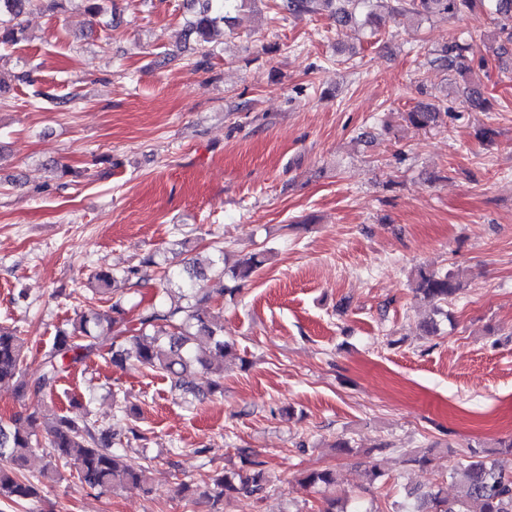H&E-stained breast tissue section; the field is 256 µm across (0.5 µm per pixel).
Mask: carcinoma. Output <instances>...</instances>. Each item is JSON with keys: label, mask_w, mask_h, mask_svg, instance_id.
Returning a JSON list of instances; mask_svg holds the SVG:
<instances>
[{"label": "carcinoma", "mask_w": 512, "mask_h": 512, "mask_svg": "<svg viewBox=\"0 0 512 512\" xmlns=\"http://www.w3.org/2000/svg\"><path fill=\"white\" fill-rule=\"evenodd\" d=\"M66 0H0V47L20 42L26 30L25 18L33 11L58 13ZM201 7L190 21L191 32L201 47V63L211 56L210 44L219 26L229 19L246 0H199ZM288 14L297 18L317 12L324 4L333 8L332 16L339 25L355 21L358 9H367L364 23L378 26L388 18H429L436 15L457 17L486 7L495 15V41L507 53L512 47V0H283ZM469 46L451 40L436 58L440 66L459 62L460 92L473 109L487 106L484 89L467 80L471 72L467 64ZM448 103L417 104L406 113L407 122L417 129L435 127L448 115ZM269 260L268 253L257 252L229 266L224 249H217L208 266L185 267L183 287L188 294L177 301L158 300L128 317L120 301L106 309L91 307L80 312L55 336L44 354L38 373L28 377L23 372L27 361L24 339L15 328L0 326V383L14 382L19 398L34 392L51 398L61 379L91 353L98 350L99 337H112L111 361L117 367L132 365L171 380L180 395L197 397L195 370L215 377L211 391L222 389L226 364L238 359L234 345L224 340L220 326L211 312L212 296L202 291L199 282L208 276L227 277L234 282L223 288L219 296L234 295L240 286ZM116 274L100 271L95 274L94 292L99 299H112ZM413 291L435 304V312L448 316L444 306L457 299L466 283L461 270L445 272L419 268ZM243 469L226 472L198 485L194 480L177 484L178 493H191L210 504V512H230L240 494L261 496L272 487L267 462L254 453L241 454ZM77 474L80 483L93 490L111 491L128 484L152 492L148 464L123 460L112 451V435L96 428L87 418L73 419L52 412L16 413L8 423L0 422V500L19 503L40 497V485L60 476V469ZM449 477L458 486L457 497L450 501L441 489L414 490L412 502L395 500L389 512H512V468H506L488 456L472 450L460 458ZM336 470L326 467L304 473L298 483L325 493L319 512H372L363 497L341 502L328 495L336 485Z\"/></svg>", "instance_id": "cac0c4a2"}]
</instances>
